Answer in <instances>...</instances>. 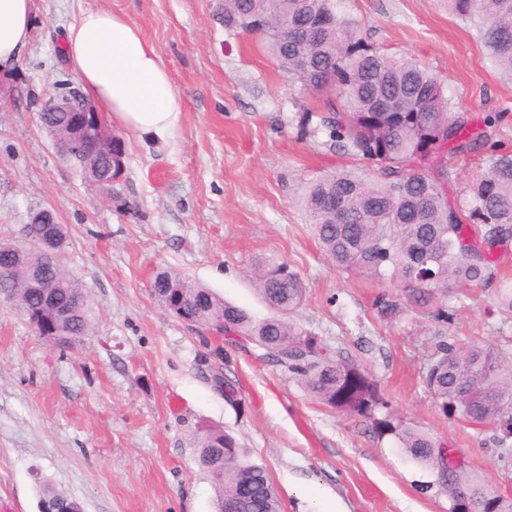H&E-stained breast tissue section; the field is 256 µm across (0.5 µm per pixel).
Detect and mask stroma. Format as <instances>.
<instances>
[{
	"instance_id": "1",
	"label": "stroma",
	"mask_w": 512,
	"mask_h": 512,
	"mask_svg": "<svg viewBox=\"0 0 512 512\" xmlns=\"http://www.w3.org/2000/svg\"><path fill=\"white\" fill-rule=\"evenodd\" d=\"M220 4L36 0L32 38L0 72V242L28 244L38 210L66 225L60 262L86 292L89 317L82 340L63 348L0 302V512H39L46 484L83 512H214L198 463L205 427L232 433L267 468L282 512H448L435 470L392 437L314 400L252 347L182 323L150 292L168 271L262 320L272 310L247 271L267 257L306 285L294 324L366 368L394 414L451 443L490 490L512 498V461L501 459L495 429L446 417L422 383L448 338H479L512 364V317L490 313L494 286L459 285L379 318L382 287L336 266L301 206L306 182L349 162L318 129L322 97L301 92L258 37L226 30ZM89 8L129 18L183 100L165 140L123 133L126 171L108 190L85 183L38 120L44 101L78 82L63 34ZM345 9L369 44L436 74L452 111L476 122L503 113L492 140L512 148V77L447 0H346ZM448 167V198L464 205L485 155ZM444 306L451 321L435 317Z\"/></svg>"
}]
</instances>
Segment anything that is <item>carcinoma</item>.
Segmentation results:
<instances>
[{
    "instance_id": "cac0c4a2",
    "label": "carcinoma",
    "mask_w": 512,
    "mask_h": 512,
    "mask_svg": "<svg viewBox=\"0 0 512 512\" xmlns=\"http://www.w3.org/2000/svg\"><path fill=\"white\" fill-rule=\"evenodd\" d=\"M343 0H224L218 19L228 30L264 36V49L300 88L324 96L320 127L352 158L306 183L302 205L314 234L337 266L377 278L407 300L428 304L450 284L487 283L493 248L512 236V150L491 143L500 120L489 115L473 127L453 113L442 81L419 62L381 52L361 36L359 24L341 12ZM457 17L477 22L486 55L512 75V0H448ZM77 115L49 112L42 128L57 144L72 138ZM492 144L486 171L468 185L465 205L448 201L449 171L443 154H467ZM67 162L97 188H108L109 160L86 142ZM45 279L53 297L65 302L83 295L77 279L48 256L21 257L0 250V292L14 289L15 305L27 316L46 306L43 288H25V274ZM257 289L273 314L255 321L244 310L166 271L156 275L153 297L175 318L207 328L224 317V334L238 336L260 359L285 368L306 393L343 415L372 421L412 460L440 469L448 444L390 411L371 374L341 355L333 356L315 336L298 330L288 315L302 302L306 286L288 263L263 260L254 273ZM498 307L512 316V284L496 288ZM378 315L393 318L399 295L384 294ZM87 312L62 330L84 336ZM445 415L491 425L497 445L512 457V367L490 346L443 340L423 377ZM198 461L215 481V512H226L238 491L248 497L238 512H281L265 467L246 459L233 435L207 427L200 435ZM453 492L458 484L481 500L486 512H512V500L491 497L485 482L466 465L438 474Z\"/></svg>"
}]
</instances>
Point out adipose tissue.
<instances>
[{"instance_id":"adipose-tissue-1","label":"adipose tissue","mask_w":512,"mask_h":512,"mask_svg":"<svg viewBox=\"0 0 512 512\" xmlns=\"http://www.w3.org/2000/svg\"><path fill=\"white\" fill-rule=\"evenodd\" d=\"M35 0H0V69L14 66L31 38ZM63 52L83 90L109 121L165 138L182 100L156 48L125 17L87 9L65 30Z\"/></svg>"}]
</instances>
